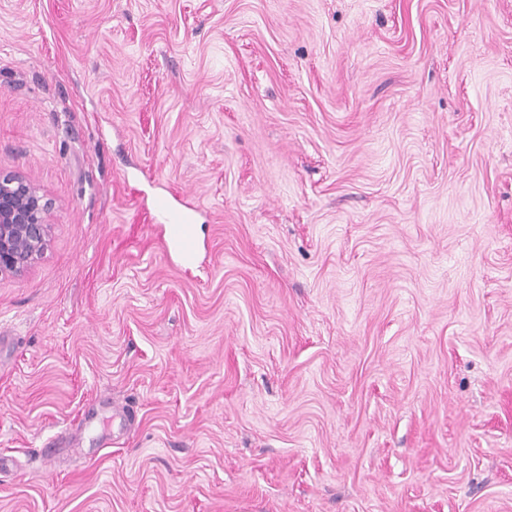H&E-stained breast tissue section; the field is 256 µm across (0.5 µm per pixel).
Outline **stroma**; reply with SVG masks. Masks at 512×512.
<instances>
[{"mask_svg": "<svg viewBox=\"0 0 512 512\" xmlns=\"http://www.w3.org/2000/svg\"><path fill=\"white\" fill-rule=\"evenodd\" d=\"M0 171V512H512V0H0ZM52 202L34 180L0 172V276L26 274L49 242ZM152 208L161 220L160 224H164L168 239L176 244L186 260L194 262L199 255L200 246L193 232L189 213L175 207L165 197L157 198ZM156 214L144 213L140 221L142 224H154Z\"/></svg>", "mask_w": 512, "mask_h": 512, "instance_id": "stroma-1", "label": "stroma"}]
</instances>
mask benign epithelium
<instances>
[{"label":"benign epithelium","mask_w":512,"mask_h":512,"mask_svg":"<svg viewBox=\"0 0 512 512\" xmlns=\"http://www.w3.org/2000/svg\"><path fill=\"white\" fill-rule=\"evenodd\" d=\"M52 202L34 180L0 172V276L26 274L49 242Z\"/></svg>","instance_id":"1"}]
</instances>
